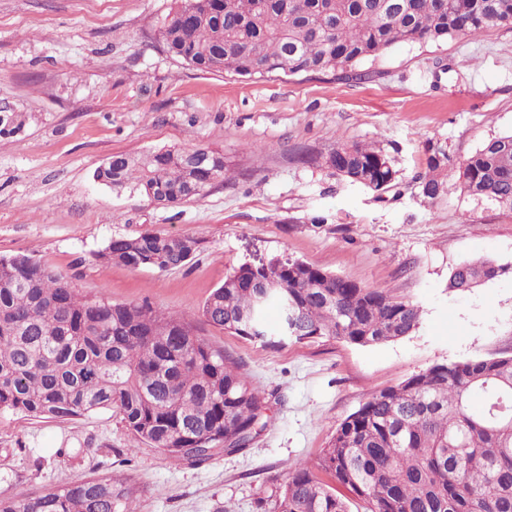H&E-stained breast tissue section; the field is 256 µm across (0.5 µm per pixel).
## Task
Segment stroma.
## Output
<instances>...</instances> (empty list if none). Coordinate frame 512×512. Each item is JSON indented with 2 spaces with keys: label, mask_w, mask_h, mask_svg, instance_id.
Returning a JSON list of instances; mask_svg holds the SVG:
<instances>
[{
  "label": "stroma",
  "mask_w": 512,
  "mask_h": 512,
  "mask_svg": "<svg viewBox=\"0 0 512 512\" xmlns=\"http://www.w3.org/2000/svg\"><path fill=\"white\" fill-rule=\"evenodd\" d=\"M176 0H0V258L26 256L79 294L196 315L239 265L299 259L420 305L411 336L373 347L319 338L270 345L202 325L268 392L252 443L190 465L101 410L72 419L0 413V498L112 475L138 512H273L285 475L316 460L376 391L436 364L512 355V214L464 192L456 166L512 133V30L398 44L369 77L252 80L171 58L159 31ZM373 143L399 171L375 191L325 168L336 143ZM210 147L234 171L162 206L94 178L116 153ZM445 151L447 190L422 193ZM192 235L182 267L131 270L96 255L115 237ZM504 272L450 292L454 267Z\"/></svg>",
  "instance_id": "1"
}]
</instances>
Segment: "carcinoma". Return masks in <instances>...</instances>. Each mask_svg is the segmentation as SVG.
Listing matches in <instances>:
<instances>
[{"label": "carcinoma", "instance_id": "1", "mask_svg": "<svg viewBox=\"0 0 512 512\" xmlns=\"http://www.w3.org/2000/svg\"><path fill=\"white\" fill-rule=\"evenodd\" d=\"M512 29V0H180L160 30L173 58L206 73L265 79L335 73L399 43L475 40ZM448 157L428 158L423 194L439 199ZM325 167L375 191L398 170L379 147L338 143ZM210 147L112 155L96 177L114 188L182 199L229 179ZM469 195L512 213V134L490 139L458 168ZM200 241L189 235L118 237L96 259L132 270L183 266ZM503 269L465 260L448 289L467 292ZM276 280L279 293L265 294ZM278 311L269 329V309ZM300 322L294 341L323 336L376 346L411 335L419 305L286 259L244 263L202 306L204 322L275 343L285 310ZM266 401L242 366L181 313L82 296L62 274L27 258L0 262V410L65 419L117 413L135 439L194 464L207 450L247 447ZM512 512V356L437 364L374 392L346 417L314 463L284 479L275 512ZM0 512H136L134 489L110 476L79 478L35 495L0 499Z\"/></svg>", "mask_w": 512, "mask_h": 512}]
</instances>
